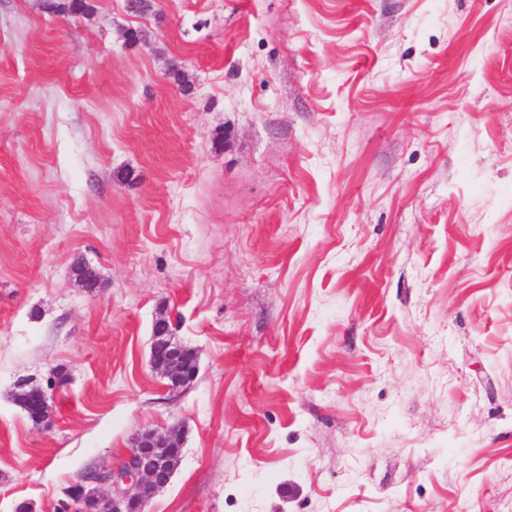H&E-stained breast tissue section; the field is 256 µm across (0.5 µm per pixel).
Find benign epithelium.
<instances>
[{
  "mask_svg": "<svg viewBox=\"0 0 512 512\" xmlns=\"http://www.w3.org/2000/svg\"><path fill=\"white\" fill-rule=\"evenodd\" d=\"M154 371L177 389L189 384L195 377L197 363H185L179 347H172L167 358L150 355ZM181 443L180 430L173 427L165 432L148 430L137 435L134 449L115 467H100L89 475V483L97 485L110 501L112 512H132L136 503L144 504L153 499L170 482L176 464L158 460L154 449L167 448Z\"/></svg>",
  "mask_w": 512,
  "mask_h": 512,
  "instance_id": "obj_1",
  "label": "benign epithelium"
}]
</instances>
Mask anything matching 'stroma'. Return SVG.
Returning <instances> with one entry per match:
<instances>
[{
    "instance_id": "obj_1",
    "label": "stroma",
    "mask_w": 512,
    "mask_h": 512,
    "mask_svg": "<svg viewBox=\"0 0 512 512\" xmlns=\"http://www.w3.org/2000/svg\"><path fill=\"white\" fill-rule=\"evenodd\" d=\"M90 2L0 0V512H512V0ZM43 9L53 15L88 14L93 6L87 0H44ZM180 348L173 344V353L167 358H159L151 349L150 365L154 371L167 379L168 386L177 389L189 384L195 377L197 371L196 358L186 364L179 355ZM181 446L180 430H148L137 435L133 450L115 467H99L84 483L97 485L110 501L112 512H132L136 503L145 504L160 493L177 469L172 462L158 460L152 448Z\"/></svg>"
}]
</instances>
